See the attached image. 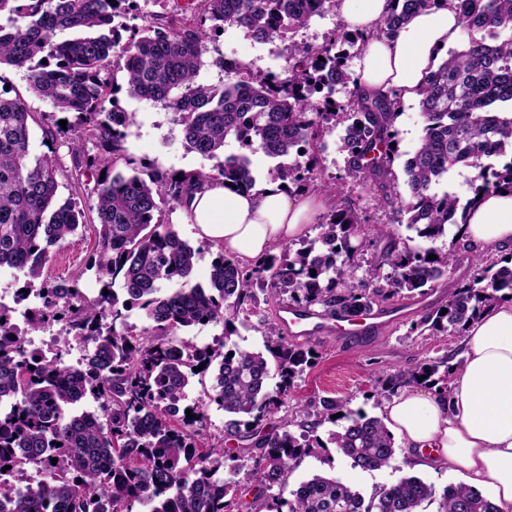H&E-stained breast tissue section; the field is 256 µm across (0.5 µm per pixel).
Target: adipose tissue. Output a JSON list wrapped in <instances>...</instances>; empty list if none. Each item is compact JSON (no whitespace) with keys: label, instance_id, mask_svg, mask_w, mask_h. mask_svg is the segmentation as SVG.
Returning <instances> with one entry per match:
<instances>
[{"label":"adipose tissue","instance_id":"ef3b65f1","mask_svg":"<svg viewBox=\"0 0 512 512\" xmlns=\"http://www.w3.org/2000/svg\"><path fill=\"white\" fill-rule=\"evenodd\" d=\"M390 7V0L339 2L346 28L372 35L356 68L362 88L414 99L430 66L461 39L462 24L453 7H441L414 14L395 37H374ZM331 202L329 195L296 196L277 184L242 191L215 180L194 193L181 215L197 238L248 263L305 237ZM459 232L476 250L512 247V187L482 192ZM461 346L464 364L453 371L447 394L405 387L385 402L383 421L413 468L464 473L472 489L489 490L501 512H512V299L470 322Z\"/></svg>","mask_w":512,"mask_h":512}]
</instances>
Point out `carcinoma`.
Returning a JSON list of instances; mask_svg holds the SVG:
<instances>
[{
	"instance_id": "obj_1",
	"label": "carcinoma",
	"mask_w": 512,
	"mask_h": 512,
	"mask_svg": "<svg viewBox=\"0 0 512 512\" xmlns=\"http://www.w3.org/2000/svg\"><path fill=\"white\" fill-rule=\"evenodd\" d=\"M391 2L378 36L391 38L411 15L448 5L467 35L464 48L448 51L419 91L423 125L404 164V194L393 173L401 97L363 92L348 67L350 50L362 51L371 34L349 32L341 23L320 45L292 44L284 78L254 74L219 56L212 65L224 72V84L199 81L206 35L228 25L270 42L305 27L337 0H186L182 18L155 14L143 25L120 22L138 18V0H0V15H8V24L0 23V66L27 72L26 92L0 90V269L22 274L18 300H39L21 332L11 308L0 305V474L36 473L24 485L0 478V512H132L135 502L147 512H226L230 505L239 512H281L283 506L288 512H420L435 498L437 512H500L464 484L438 494L415 475L379 487L368 500L337 477L314 474L290 485L303 458L328 443L355 468L390 467L394 438L381 419L336 398L321 399L309 423L291 416L276 430H258L282 410L315 356L272 322L265 323L262 351L232 341L235 321L256 307L260 291L351 317L438 286L455 260L454 239L444 249L420 251L393 241L365 270L372 287L356 279L370 218L344 194L346 183H379L395 223L431 242L459 224L470 204L444 189L451 170H475L474 192L512 185V0ZM115 68L124 72V83L109 80ZM338 85L349 88L344 102L333 98ZM122 92L162 105L183 147L218 164L187 172L126 157L123 144L136 121L120 106ZM35 100L70 114L67 129L37 111ZM35 124L45 142L64 138L76 152L86 143L97 149L82 172L93 181L86 207L58 202L65 170L53 150H33ZM338 127L343 173L323 186L337 202L318 224L319 235L250 264L219 247L208 284L194 282L197 250L162 220L163 208L187 206L211 180L253 188L258 153L271 159L303 153V163L277 165V180L308 187L325 138ZM232 143L238 152L228 154ZM505 156L508 161L496 163ZM120 162L125 171H114ZM88 212L97 215L91 267L109 291L95 298L83 294L76 279L44 274L51 248L86 227ZM431 254L437 259H428ZM474 265L478 273L450 294L447 313L428 312L411 331L459 336L484 308L512 298V259L478 255ZM135 308L147 322L139 332L126 323ZM59 323L66 335L92 344L78 368L61 350L49 359L30 348L29 335ZM208 324L224 327V341L198 345L181 336ZM448 360L444 355L388 376L380 394L388 398L419 382L445 391ZM208 373L206 399L176 407L194 379ZM89 397L96 411L71 410ZM212 404L233 416L225 434L250 442L256 455L199 448ZM188 409L195 417L187 418ZM340 420L345 424L327 439L317 434L319 426ZM227 466L247 469V482L257 489L253 501H242L240 486L224 480ZM275 487L278 492L267 495Z\"/></svg>"
}]
</instances>
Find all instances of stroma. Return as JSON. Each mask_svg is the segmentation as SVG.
Here are the masks:
<instances>
[{
    "label": "stroma",
    "mask_w": 512,
    "mask_h": 512,
    "mask_svg": "<svg viewBox=\"0 0 512 512\" xmlns=\"http://www.w3.org/2000/svg\"><path fill=\"white\" fill-rule=\"evenodd\" d=\"M290 43L286 40L259 43L245 30L228 26L222 35L206 39L205 46L207 50L223 53L225 59L243 63L251 71L281 75L288 69ZM122 104L137 118V126L124 144L127 154L150 159L163 169L212 168V161L201 159L183 148L177 132L171 129L166 110L159 104L128 97L123 98ZM397 127L401 156L396 159L393 172L401 182L405 179L404 160L415 150L421 135L422 117L418 100L404 102ZM92 251L90 237L69 238L62 246L53 248L47 264L49 275L76 277L85 295L96 296L101 284L89 267ZM398 305L404 308V316L386 325L368 345L339 346L332 341L315 343L318 360L296 382L286 401L287 408L307 410L319 398L348 396L352 399V408L363 409L372 416L380 415L384 399L378 393L379 379L413 364L453 353L459 347L461 339L457 336L423 338L411 333L410 327L420 319L422 311L406 298L399 300ZM282 307V301L273 300L260 304L250 314L240 316L235 322L238 345L262 348L263 323L274 320ZM408 473L405 467L364 471L352 467L349 459L337 454L335 449L317 448L303 459L289 481L296 484L314 474L335 476L368 497L376 488L396 482Z\"/></svg>",
    "instance_id": "obj_1"
}]
</instances>
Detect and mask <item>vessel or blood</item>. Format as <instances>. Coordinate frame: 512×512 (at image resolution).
<instances>
[{
  "mask_svg": "<svg viewBox=\"0 0 512 512\" xmlns=\"http://www.w3.org/2000/svg\"><path fill=\"white\" fill-rule=\"evenodd\" d=\"M384 311H369L355 317H331L313 310L287 307L281 317L287 335L304 342H317L334 338L343 343L360 345L379 333Z\"/></svg>",
  "mask_w": 512,
  "mask_h": 512,
  "instance_id": "b4317fda",
  "label": "vessel or blood"
}]
</instances>
